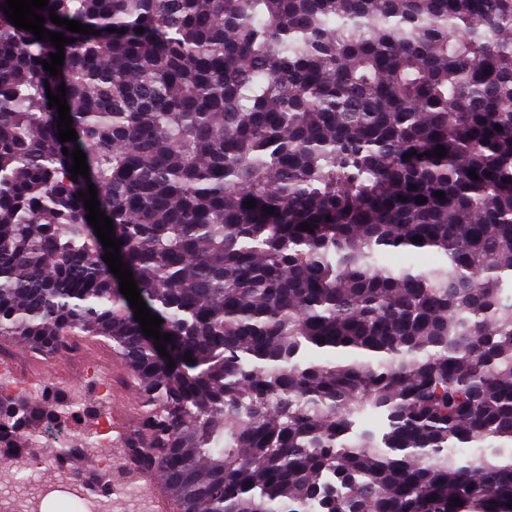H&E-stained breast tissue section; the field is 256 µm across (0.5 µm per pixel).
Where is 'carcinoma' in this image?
Wrapping results in <instances>:
<instances>
[{"label": "carcinoma", "instance_id": "obj_1", "mask_svg": "<svg viewBox=\"0 0 512 512\" xmlns=\"http://www.w3.org/2000/svg\"><path fill=\"white\" fill-rule=\"evenodd\" d=\"M40 14L75 39L56 76L0 10V337L111 344L141 399L125 459L177 512H512V0ZM90 182L167 358L102 259ZM76 405L0 403V449L74 457L48 437Z\"/></svg>", "mask_w": 512, "mask_h": 512}]
</instances>
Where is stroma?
I'll list each match as a JSON object with an SVG mask.
<instances>
[{"label": "stroma", "instance_id": "stroma-1", "mask_svg": "<svg viewBox=\"0 0 512 512\" xmlns=\"http://www.w3.org/2000/svg\"><path fill=\"white\" fill-rule=\"evenodd\" d=\"M95 362L99 372L112 382V400L105 411L112 419V456L123 454L121 436L132 427L141 401L131 371L125 360L106 343L73 335L58 351L46 352L11 340H0V366L17 381L32 383L30 399L41 397L45 388H52L79 401L96 402L97 397L83 379L84 362Z\"/></svg>", "mask_w": 512, "mask_h": 512}]
</instances>
